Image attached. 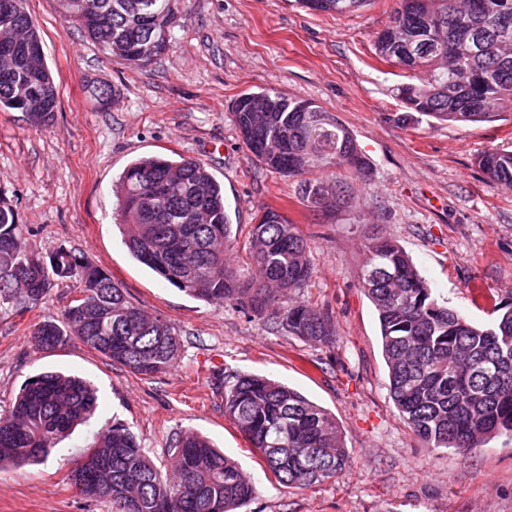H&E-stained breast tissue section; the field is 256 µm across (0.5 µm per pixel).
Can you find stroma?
I'll use <instances>...</instances> for the list:
<instances>
[{"label":"stroma","instance_id":"35a3bbf8","mask_svg":"<svg viewBox=\"0 0 512 512\" xmlns=\"http://www.w3.org/2000/svg\"><path fill=\"white\" fill-rule=\"evenodd\" d=\"M399 0H372L349 16L302 8L297 0H177L174 48L131 70L106 59L66 23L57 0H27L58 86L51 124L0 111V191L13 201L27 243L65 245L105 269L128 300L180 334L172 368L143 376L71 339L49 349L28 327L59 320L72 297L53 288L24 315L0 311V410L46 371H67L97 391L93 417L41 463L0 466V512H113L81 495L65 476L94 435L127 424L159 466L175 433L208 437L236 458L259 493L244 512H512V435L469 454L431 448L389 394L378 313L361 287L365 244L396 240L437 300L479 324L512 298V189L476 163L512 148V120L448 124L407 113L395 96L401 78L378 61L373 39ZM116 91L110 108L91 83ZM276 89L315 102L354 135L371 163L353 183L351 207L318 215L304 207L295 179L247 156L232 105L242 93ZM145 155L203 161L224 184V205L242 279L254 274L246 249L255 215L273 206L309 240L314 275L296 299L327 310L333 344H314L233 304L192 298L136 261L116 226L115 185ZM264 375L335 415L349 451L343 473L291 489L224 416V376Z\"/></svg>","mask_w":512,"mask_h":512}]
</instances>
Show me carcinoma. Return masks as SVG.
I'll list each match as a JSON object with an SVG mask.
<instances>
[{
	"label": "carcinoma",
	"mask_w": 512,
	"mask_h": 512,
	"mask_svg": "<svg viewBox=\"0 0 512 512\" xmlns=\"http://www.w3.org/2000/svg\"><path fill=\"white\" fill-rule=\"evenodd\" d=\"M26 0H0V35L27 28L20 44L0 39V111L28 112L44 125L54 117L58 88L44 61L41 35ZM321 11L346 16L371 0H321ZM76 26L113 61L152 65L173 48L174 0H60ZM382 62L407 72L395 86L402 105L450 124L495 122L512 112V0H400L374 39ZM107 107L115 91L92 84ZM248 158L298 179L300 199L315 213L350 204L351 180L370 162L337 117L314 102L274 89L242 94L234 106ZM493 181L512 187V150L477 157ZM118 228L133 257L169 285L209 304L232 303L268 317L274 328L329 344V313L285 294L314 274L311 246L283 213L261 209L248 240L256 275L238 278L227 259L234 247L224 186L205 163L152 155L133 161L118 181ZM361 287L375 306L390 397L415 434L432 448L467 453L512 434V302L495 305L486 326L438 302L395 241L365 245ZM72 284L59 322L30 325L44 348L76 339L112 363L153 376L171 368L180 338L167 322L132 304L102 268L60 245L50 252L24 243L13 201L0 191V309L31 310L52 288ZM87 381L63 372L33 376L0 413V465L44 458L96 411ZM224 416L265 460L274 478L304 489L341 473L349 458L336 418L290 387L253 374L224 376ZM96 468L80 494L111 502L114 512H241L259 492L231 457L190 431L171 439L170 467L146 455L134 433L115 423L99 432Z\"/></svg>",
	"instance_id": "carcinoma-1"
}]
</instances>
